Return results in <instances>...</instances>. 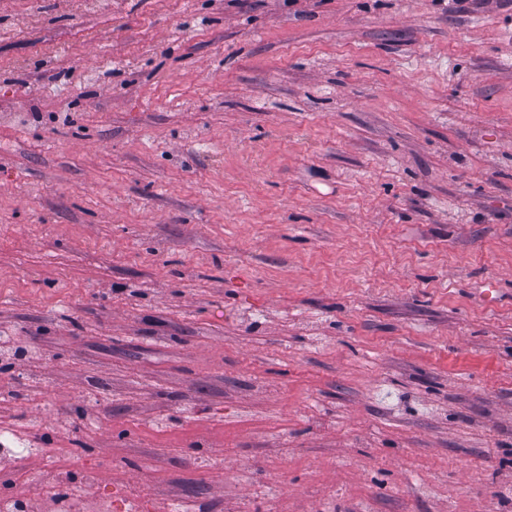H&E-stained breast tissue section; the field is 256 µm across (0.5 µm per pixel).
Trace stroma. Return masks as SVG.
Masks as SVG:
<instances>
[{"label": "stroma", "instance_id": "stroma-1", "mask_svg": "<svg viewBox=\"0 0 512 512\" xmlns=\"http://www.w3.org/2000/svg\"><path fill=\"white\" fill-rule=\"evenodd\" d=\"M8 357L120 510L512 512V0H0Z\"/></svg>", "mask_w": 512, "mask_h": 512}]
</instances>
